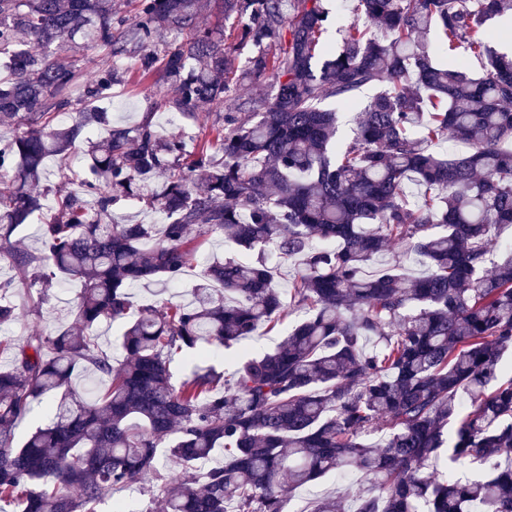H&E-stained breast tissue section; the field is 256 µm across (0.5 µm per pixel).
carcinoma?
Returning <instances> with one entry per match:
<instances>
[{
	"label": "carcinoma",
	"instance_id": "obj_1",
	"mask_svg": "<svg viewBox=\"0 0 512 512\" xmlns=\"http://www.w3.org/2000/svg\"><path fill=\"white\" fill-rule=\"evenodd\" d=\"M0 0V258L47 296L77 282L73 321L55 333L0 339V512H97L113 492L160 478L161 454L186 478L156 485L162 512H291L286 491L337 470L368 487L304 512H512V259L487 269L497 230L512 226V55L491 46L489 22L512 0H358L365 21L322 43L324 0ZM216 13L240 24L224 39ZM463 49L460 65L436 52ZM249 55L244 66L238 59ZM101 54L81 81L78 54ZM485 73H468L470 59ZM258 99L230 98L245 78ZM132 78L179 111L230 103L224 124L182 163L184 144L152 116L114 125L99 103ZM360 104L340 143L333 100ZM82 88V107L63 126ZM444 141L448 152L427 149ZM88 165L75 179L73 145ZM457 143L468 152L457 154ZM59 162L56 207L42 247L15 236L46 209L33 191ZM135 200L162 222H112ZM443 232H432L434 226ZM217 234L257 252L212 262L189 303L130 314V289L176 285L196 244ZM424 261L372 270L389 245ZM299 259L293 302L307 309L270 352L207 364L285 313L268 256ZM0 281V326L20 313ZM127 320L124 360L98 343L102 320ZM194 363L179 384L171 363ZM106 381L87 401L73 380ZM41 399L51 418L16 439ZM387 422L381 441L367 437ZM454 425L446 433L448 425ZM224 451V464H194ZM486 467L476 480L439 473L442 458Z\"/></svg>",
	"mask_w": 512,
	"mask_h": 512
}]
</instances>
